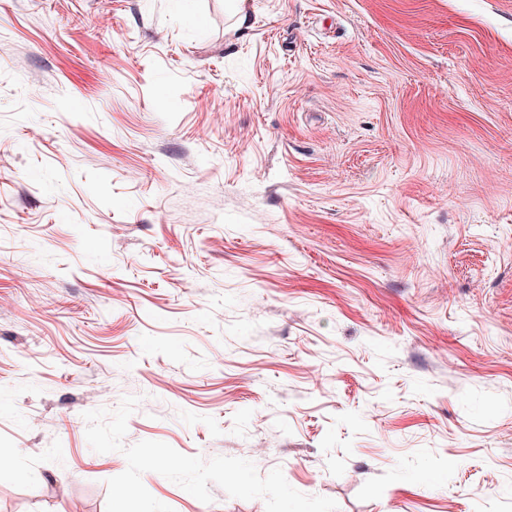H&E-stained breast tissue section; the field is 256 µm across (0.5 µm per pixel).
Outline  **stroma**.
Masks as SVG:
<instances>
[{
	"label": "stroma",
	"mask_w": 512,
	"mask_h": 512,
	"mask_svg": "<svg viewBox=\"0 0 512 512\" xmlns=\"http://www.w3.org/2000/svg\"><path fill=\"white\" fill-rule=\"evenodd\" d=\"M127 396L338 512H512V0H0V512H106Z\"/></svg>",
	"instance_id": "35a3bbf8"
}]
</instances>
